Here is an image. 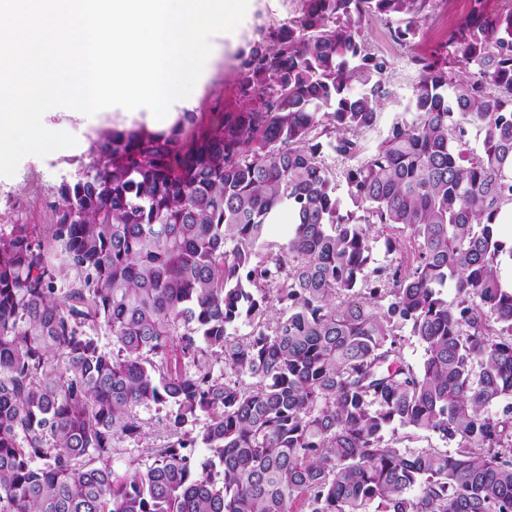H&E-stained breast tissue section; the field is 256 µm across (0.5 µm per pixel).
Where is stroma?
<instances>
[{"label":"stroma","instance_id":"35a3bbf8","mask_svg":"<svg viewBox=\"0 0 512 512\" xmlns=\"http://www.w3.org/2000/svg\"><path fill=\"white\" fill-rule=\"evenodd\" d=\"M471 0H456L452 11L433 4L419 26L415 39L401 42L394 36L395 22L380 18L365 21L363 32L372 53L389 62L386 73L388 96L382 100L375 125L363 131L360 141L366 149L375 148L388 134L396 119L405 117L413 90L419 80L416 57L447 56L453 32L468 16ZM300 0H280L277 11H257L241 27V35L229 49H216L210 72L188 106L193 119L184 123L181 143H191L208 131L222 114L237 112L246 107L249 96L234 77V54L261 45L260 28L277 26L298 17ZM132 119L122 115H104L86 125H72L75 146L38 158H24L14 176L0 177V230L10 231L13 225H27L35 239L50 252L59 247L52 239L53 226L59 217L58 188L62 182L73 180L82 164L90 160L91 147L101 131L133 127ZM166 409L143 407L139 416L144 423L145 438L133 441L117 439L112 444V464L126 471L150 461V450L167 443Z\"/></svg>","mask_w":512,"mask_h":512}]
</instances>
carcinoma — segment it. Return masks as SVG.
<instances>
[{"mask_svg":"<svg viewBox=\"0 0 512 512\" xmlns=\"http://www.w3.org/2000/svg\"><path fill=\"white\" fill-rule=\"evenodd\" d=\"M300 2L235 56L248 107L188 146L179 124L99 135L58 190L61 264L25 225L0 231V512H512V247L495 232L512 207V10L472 0L452 60L416 59L413 119L343 172L356 216L324 150L361 154L388 95L363 21H403V42L431 0ZM284 205L294 233L257 262ZM378 225L408 248L372 268ZM69 269L82 279L61 294ZM243 318L250 334L229 332ZM213 355L238 379L213 378ZM151 405L172 440L120 474L112 443L144 438ZM396 426L454 451L385 439Z\"/></svg>","mask_w":512,"mask_h":512,"instance_id":"carcinoma-1","label":"carcinoma"}]
</instances>
